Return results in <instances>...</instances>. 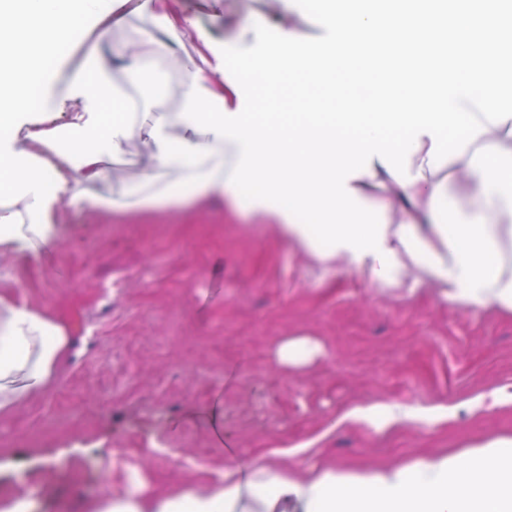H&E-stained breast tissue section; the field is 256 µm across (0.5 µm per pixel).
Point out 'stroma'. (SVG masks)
<instances>
[{"label":"stroma","mask_w":512,"mask_h":512,"mask_svg":"<svg viewBox=\"0 0 512 512\" xmlns=\"http://www.w3.org/2000/svg\"><path fill=\"white\" fill-rule=\"evenodd\" d=\"M215 41L274 0H177ZM72 46L51 63L63 74L101 29L74 21ZM256 77L251 113L288 91ZM0 292L69 326L77 350L40 395L0 416V502L31 497L35 512H88L127 489L138 471L154 491H173L238 457L308 446L340 463L404 460L462 448L512 414L364 434L327 426L349 403L452 404L512 383V317L363 287L349 271L319 266L269 228L215 198L190 208L101 214L64 207L57 256L0 258ZM306 335L326 354L284 372L273 342ZM220 412L218 424L206 415Z\"/></svg>","instance_id":"stroma-1"}]
</instances>
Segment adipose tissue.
Instances as JSON below:
<instances>
[{
    "mask_svg": "<svg viewBox=\"0 0 512 512\" xmlns=\"http://www.w3.org/2000/svg\"><path fill=\"white\" fill-rule=\"evenodd\" d=\"M295 2L280 0L278 20L252 16L217 43L168 0H144L117 19L112 0H0V256L27 261L57 248L67 203L125 214L218 196L376 290L413 297L428 287L440 301L512 316V112L497 107L512 95L499 77L512 51V12L501 0H448L444 8L408 0L385 10L346 0L343 9L318 11L327 37L311 50L301 46ZM76 14L117 29L140 19L149 47L127 73L148 82L162 61L174 63L186 77L178 102L108 115L123 92L96 44L55 85L46 50L69 41ZM271 37L281 47L272 59L256 49ZM241 52L251 69L229 67ZM292 68L330 90L345 72L375 92L368 106L328 119L315 97L301 94L292 100L294 124L247 122L254 77ZM53 95L67 107L61 117H28L36 97ZM394 129L403 133L396 143ZM447 129L459 134L451 147ZM135 149L143 153L136 172L113 182V162ZM71 346L56 317L0 293V415L44 392ZM323 355L308 336L280 338L272 350L285 369ZM485 409L512 411V386L449 407L355 403L330 428L381 432ZM306 452L228 466L207 484L173 492L142 484L95 502L92 512H512L507 433L385 464L314 463Z\"/></svg>",
    "mask_w": 512,
    "mask_h": 512,
    "instance_id": "ef3b65f1",
    "label": "adipose tissue"
}]
</instances>
